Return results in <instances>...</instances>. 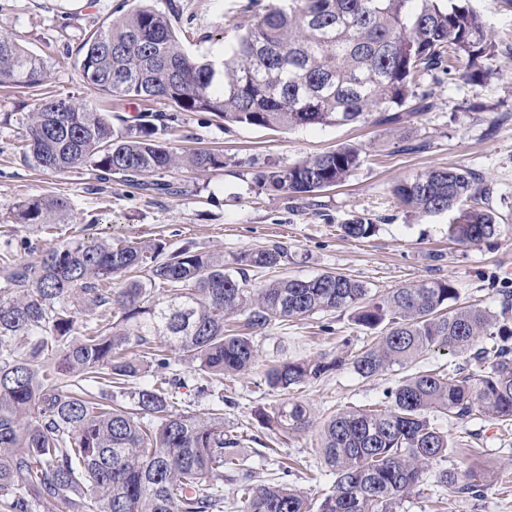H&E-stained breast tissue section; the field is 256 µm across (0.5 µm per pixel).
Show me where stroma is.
I'll use <instances>...</instances> for the list:
<instances>
[{
    "instance_id": "stroma-1",
    "label": "stroma",
    "mask_w": 512,
    "mask_h": 512,
    "mask_svg": "<svg viewBox=\"0 0 512 512\" xmlns=\"http://www.w3.org/2000/svg\"><path fill=\"white\" fill-rule=\"evenodd\" d=\"M283 0H0V31L16 35L48 69L38 90L0 85V260L34 259L36 252L62 240L89 235L113 241L162 242L166 251L183 246L218 253L225 261L273 244L288 257L275 269H252L250 286L275 277L311 278L326 271L363 282L372 294L421 281L453 280L459 305L477 304L498 311L503 292H512V0H467L483 20L495 46L492 70L470 83L459 74L435 71L424 84L432 102L421 112L403 110L397 121L373 119L342 126H300L270 130L225 125L205 112H181L166 132L169 146L223 154L220 169H179L168 180L180 183L178 195L146 196L120 179L104 183L88 167L52 172L25 161L18 148L37 96L82 102L112 114L131 117L145 111L137 100H110L85 85L72 63L63 61L57 39L66 28L72 45L110 16L121 17L138 6L173 10L172 25L184 36L186 51L198 58L223 59L240 24ZM354 146L360 163L345 183L297 199L271 192L260 172ZM459 167L476 172L488 193L480 208L492 211L502 234L496 247H466L450 241L455 212L419 217L400 203L393 190L419 172ZM63 196L72 204L68 223L48 231L19 224L11 207L24 200ZM358 218L376 226L368 238L355 239L342 227ZM258 362L249 374L214 382V394L198 397L195 380L179 388L180 411L224 409L226 429L245 437L242 455L257 479L300 489L320 504L336 486L335 472L319 457L323 421L340 409L375 408L388 389L415 369L452 370L464 358L443 350L425 352L413 365L393 367L363 378L352 369L281 393L264 383L266 369L283 358L332 355L340 346L356 352L377 333L357 325L349 311L318 312L298 320L272 321L252 331ZM302 402L310 425L284 432L261 428L256 411L272 410L285 398ZM430 421L447 432L456 448L432 462L418 493L399 512H512V424L481 416L456 421L433 412ZM473 470L490 476L483 497L475 499L438 483L442 470Z\"/></svg>"
}]
</instances>
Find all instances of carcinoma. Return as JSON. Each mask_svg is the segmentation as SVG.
Here are the masks:
<instances>
[{"instance_id":"obj_1","label":"carcinoma","mask_w":512,"mask_h":512,"mask_svg":"<svg viewBox=\"0 0 512 512\" xmlns=\"http://www.w3.org/2000/svg\"><path fill=\"white\" fill-rule=\"evenodd\" d=\"M494 45L483 21L455 0H288L259 12L220 61L190 57L169 15L138 7L106 20L62 58H75L80 79L106 98L167 101L177 111L207 112L226 123L267 129L340 126L375 115L388 124L413 100L432 72L464 65L480 80ZM48 79L42 59L11 33L0 32V85L34 88ZM112 124V116L55 97L35 100L26 123L24 157L68 171L89 166L99 179L123 181L159 194L180 192L161 178L175 168L224 167V156L177 153L162 135L173 116L155 113ZM359 164L355 148H340L259 180L272 192L307 196L343 183ZM486 193L470 170L431 168L401 182L394 195L420 216L454 209ZM23 224L50 230L71 215L66 198L21 201ZM368 238L365 218L343 227ZM501 227L484 209L462 210L448 225L460 245L496 244ZM160 242L112 243L73 237L34 261L0 263V496L11 512H34L35 502L76 505L77 512H223L224 483L237 486L240 512H312L298 490L261 483L241 468V436L224 430L221 409L191 414L177 408L172 388L140 386L131 406L112 389L146 369L191 365L201 379L251 369L250 337L228 334L224 319L244 317L249 329L276 318L348 309L354 322L383 336L360 353L284 359L264 376L277 391L351 367L371 378L406 366L432 348L476 362L468 373L417 370L385 395L384 409L347 408L323 423L319 454L336 471V488L318 512H396L423 482L430 463L450 448L430 412L467 420L479 412L512 421V294L498 312L453 308L450 280L421 282L373 296L362 282L336 272L310 279L281 277L249 290L250 268L275 269L287 257L280 245L224 257L186 246L158 260ZM107 318L88 324L85 311ZM23 340L21 345L12 340ZM266 429L309 426L298 402L254 413ZM439 481L472 498L487 477L444 470Z\"/></svg>"}]
</instances>
